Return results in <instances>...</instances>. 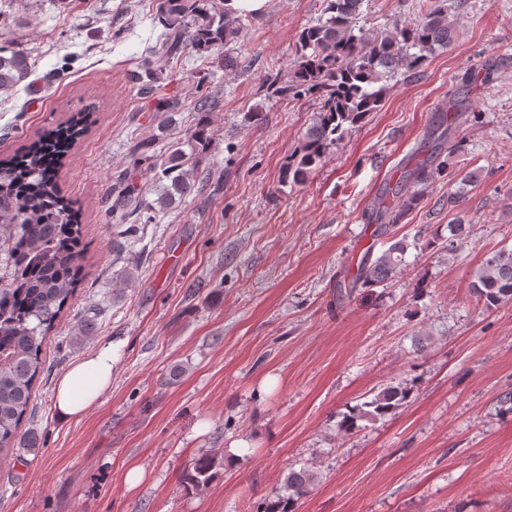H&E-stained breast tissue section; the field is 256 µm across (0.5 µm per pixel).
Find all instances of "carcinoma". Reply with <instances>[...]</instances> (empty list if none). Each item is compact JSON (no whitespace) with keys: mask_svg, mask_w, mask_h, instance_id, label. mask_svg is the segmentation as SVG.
<instances>
[{"mask_svg":"<svg viewBox=\"0 0 512 512\" xmlns=\"http://www.w3.org/2000/svg\"><path fill=\"white\" fill-rule=\"evenodd\" d=\"M228 0H151L153 19L162 31L153 56L166 64L186 50L226 69L235 61L224 47L238 37L245 13L227 7ZM325 17L298 34L287 80H265L273 96L312 97L319 102L299 148L286 163L292 181H306L343 134L359 126L379 106L387 82L403 73L412 74L429 57L448 48L454 40L455 22L448 16L447 0H420L419 18L391 30L355 29L363 0H324ZM33 73L30 57L11 42L0 39V92L11 90ZM163 70L145 63L136 80L140 94H153ZM197 111L203 113L187 139L190 149L206 148L214 130L205 113L208 98ZM94 111L74 113L67 124L44 131L22 152L0 159V460L14 446L39 447L38 437L22 431L34 385L42 372L41 348L57 326L66 306L82 282L79 259L83 251V226L70 199L61 194L58 173L76 141L92 125ZM456 117L448 114L430 136L433 154L406 165L401 183L386 187L375 200L371 215L386 233L402 223L421 203L419 187L448 175L459 183L473 182L474 172L459 174L455 157L463 140L454 139ZM137 171L120 173L112 186V215L121 221L139 222L143 210L154 209L136 192ZM157 203L188 198L198 192L196 178L183 169L179 156L158 164ZM471 225L458 218L448 224V251L469 236ZM409 244L397 239L380 255L366 253L356 275L344 289L383 285L406 266ZM471 290L484 307L512 302V249L488 255L474 271ZM411 389L400 384L381 387L373 397L348 408L338 428L346 434L359 429L358 422L385 417L403 406ZM214 457L202 455L184 475L185 486L202 490L214 477ZM316 474L304 466L285 477L287 495L263 503L255 512H291L290 504L305 495Z\"/></svg>","mask_w":512,"mask_h":512,"instance_id":"cac0c4a2","label":"carcinoma"}]
</instances>
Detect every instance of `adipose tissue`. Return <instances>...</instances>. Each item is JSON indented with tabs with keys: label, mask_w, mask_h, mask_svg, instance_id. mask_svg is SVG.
<instances>
[{
	"label": "adipose tissue",
	"mask_w": 512,
	"mask_h": 512,
	"mask_svg": "<svg viewBox=\"0 0 512 512\" xmlns=\"http://www.w3.org/2000/svg\"><path fill=\"white\" fill-rule=\"evenodd\" d=\"M111 343L75 362L57 382L54 406L59 417L78 419L94 408L112 386Z\"/></svg>",
	"instance_id": "obj_1"
}]
</instances>
